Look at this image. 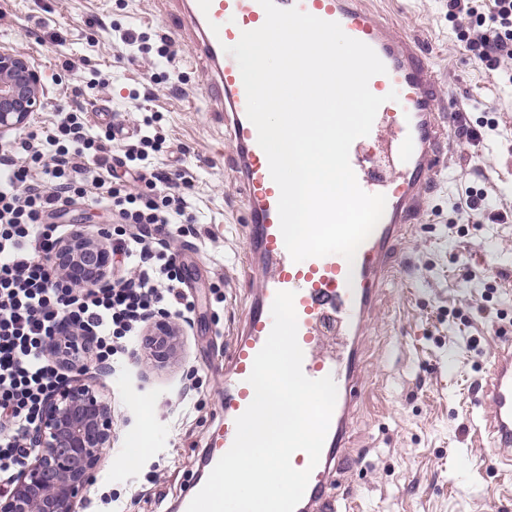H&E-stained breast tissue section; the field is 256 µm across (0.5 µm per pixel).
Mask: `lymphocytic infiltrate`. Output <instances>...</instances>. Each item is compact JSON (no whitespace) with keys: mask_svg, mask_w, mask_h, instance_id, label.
I'll return each instance as SVG.
<instances>
[{"mask_svg":"<svg viewBox=\"0 0 512 512\" xmlns=\"http://www.w3.org/2000/svg\"><path fill=\"white\" fill-rule=\"evenodd\" d=\"M466 16L457 38L474 62L498 70L512 60V0H448V20ZM74 97L53 126L28 132L0 149V476L28 457V435L59 376L47 345L69 325L96 338L104 367L129 356V343L147 320L165 311L189 318L181 266L167 252L172 238L191 235L185 196L172 194L161 169L147 170L157 136H140L118 159L90 133ZM132 172L123 180L117 167ZM108 205L114 223L112 280L95 288H66L44 258L62 237L57 218L76 200Z\"/></svg>","mask_w":512,"mask_h":512,"instance_id":"lymphocytic-infiltrate-1","label":"lymphocytic infiltrate"}]
</instances>
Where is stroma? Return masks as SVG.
I'll use <instances>...</instances> for the list:
<instances>
[{
    "instance_id": "obj_1",
    "label": "stroma",
    "mask_w": 512,
    "mask_h": 512,
    "mask_svg": "<svg viewBox=\"0 0 512 512\" xmlns=\"http://www.w3.org/2000/svg\"><path fill=\"white\" fill-rule=\"evenodd\" d=\"M410 31L439 69L448 100L468 124L494 108L501 134L458 140L451 168L434 177L427 221L396 247V269L367 322V391L339 486L342 512H512V466L487 444L474 388L484 380L500 337L512 324V84L476 66L448 21V0H371ZM167 41L169 57H131L114 29ZM167 0H0V48L40 71L46 105L38 130L68 111L89 70L103 84L87 90L84 119L95 135L125 131L152 116L147 135L165 142L152 167L188 179L192 236L170 249L185 265L195 313L174 359L139 356L128 369L85 378L112 406L116 426L85 493L84 512H178L201 455L224 423V349L245 319L252 283L244 274L246 202L223 113L210 102L194 48ZM482 188L480 211L459 209L468 187ZM134 465L122 460L133 449Z\"/></svg>"
}]
</instances>
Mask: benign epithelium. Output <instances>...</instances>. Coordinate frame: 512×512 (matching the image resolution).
Instances as JSON below:
<instances>
[{
	"mask_svg": "<svg viewBox=\"0 0 512 512\" xmlns=\"http://www.w3.org/2000/svg\"><path fill=\"white\" fill-rule=\"evenodd\" d=\"M45 106L40 72L23 55L0 51V136L25 127ZM57 280L72 288L103 282L112 266V248L76 225L47 258ZM181 327L158 314L147 323L144 349L150 360L164 363L178 348ZM94 338L66 329L50 348L71 372L47 394L31 432L32 451L6 480L0 512H77L83 491L112 446V407L82 378L92 360Z\"/></svg>",
	"mask_w": 512,
	"mask_h": 512,
	"instance_id": "benign-epithelium-1",
	"label": "benign epithelium"
}]
</instances>
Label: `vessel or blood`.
I'll return each instance as SVG.
<instances>
[{
  "mask_svg": "<svg viewBox=\"0 0 512 512\" xmlns=\"http://www.w3.org/2000/svg\"><path fill=\"white\" fill-rule=\"evenodd\" d=\"M183 26L205 68L210 93L223 105L230 144L247 205L248 265L256 293L244 326L224 358V427L211 441L205 463L214 468L233 444L235 420L252 401L248 382L255 355L273 326L271 306L280 291L294 292L297 340L302 370L311 379L332 376L337 401L317 466L298 451L292 465L311 468L295 512H339L333 475L340 472L359 390L365 383L361 347L367 318L394 265L396 243L422 212L433 176L447 164L443 153L454 140L450 114L439 107L438 78L417 49L413 35L398 31L365 0H275L282 9L299 10L339 23L345 34L371 46L386 73L373 76L370 91L384 97L369 141L382 142L383 160H370L352 143L350 164L363 191L386 198L382 218L356 251L354 260L338 254L294 262L280 231V191L272 180L257 130L246 116V92L235 58L227 54L242 32L261 27L265 12L258 0H179ZM397 100H387L389 92ZM478 406L493 447L512 450V338L502 337Z\"/></svg>",
  "mask_w": 512,
  "mask_h": 512,
  "instance_id": "vessel-or-blood-1",
  "label": "vessel or blood"
}]
</instances>
